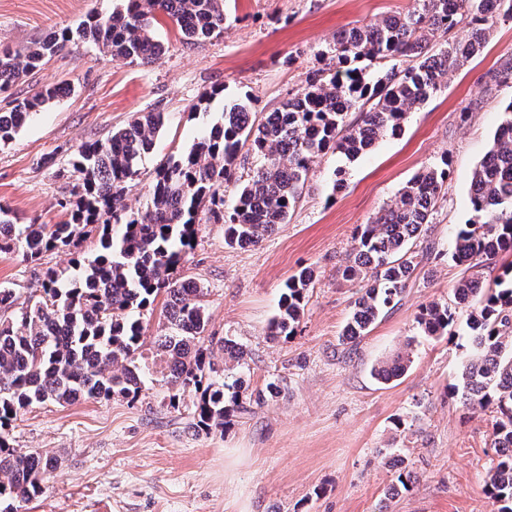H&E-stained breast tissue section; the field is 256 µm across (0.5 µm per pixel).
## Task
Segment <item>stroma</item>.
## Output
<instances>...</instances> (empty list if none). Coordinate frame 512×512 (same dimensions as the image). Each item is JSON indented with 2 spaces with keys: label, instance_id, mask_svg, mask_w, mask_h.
Returning a JSON list of instances; mask_svg holds the SVG:
<instances>
[{
  "label": "stroma",
  "instance_id": "obj_1",
  "mask_svg": "<svg viewBox=\"0 0 512 512\" xmlns=\"http://www.w3.org/2000/svg\"><path fill=\"white\" fill-rule=\"evenodd\" d=\"M120 0H0V45L29 46L52 28L77 26L108 14ZM412 0H226L221 36L184 47L176 28L154 27L165 47L155 63L123 64L104 48L76 43L0 94V108L33 97L44 85L70 90L44 107L16 140L0 149V202L22 220H66L63 201L76 177L77 146L104 139L139 112H161L166 123L139 164L138 185L125 202L143 206L156 167L190 148L220 117L225 102L250 97L255 112L280 108L318 53L344 28L396 12ZM512 53V20H497L484 49L450 73L441 91L410 112L401 133L386 135L354 160L327 154L313 164L286 224L255 247L233 249L223 225L202 220L197 244L179 265L180 278L203 289L209 348L223 361L220 339L242 345L240 374L250 385L278 380L276 401L233 418L224 430L193 432L186 423L195 395L179 411L164 399L165 378L150 343L160 311L142 318L146 344L134 362L145 371L136 400L120 396L31 407L9 427L13 447L56 456L42 495L15 502L14 512H492L485 493L494 452L491 410H469L448 394L461 366L459 337L420 334L416 317L431 303H448L466 271L452 259L455 231L472 216L473 169L493 143L512 102V88L488 90L490 71ZM213 98L207 110L197 103ZM447 164L449 176L433 212L438 257L418 269L402 301L378 320L355 354L342 357L339 336L359 282L341 270L352 257L360 225L395 200L418 171ZM346 186L334 192L337 168ZM69 255L48 252L42 265L0 252V286L15 306L0 323L35 300L47 267L66 268ZM309 266L315 279L297 331L269 339V322L289 276ZM411 355L403 377L383 384L371 369L399 353ZM417 477L390 497L399 469Z\"/></svg>",
  "mask_w": 512,
  "mask_h": 512
}]
</instances>
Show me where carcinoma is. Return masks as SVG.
I'll return each instance as SVG.
<instances>
[{"mask_svg": "<svg viewBox=\"0 0 512 512\" xmlns=\"http://www.w3.org/2000/svg\"><path fill=\"white\" fill-rule=\"evenodd\" d=\"M160 17L191 47L221 35L224 0H121L112 14L53 29L26 48L1 46L0 93L76 42L102 46L117 62L151 64L164 51L152 31ZM502 17L512 19V0H414L405 13L340 30L320 52L325 66L307 73L303 87L276 111L259 119L249 98L224 104L221 117L188 151L157 167L148 200L136 211L124 200L135 187L139 161L164 125L161 112H142L107 139L77 147L74 199L60 203L68 220L21 224L0 204V250L17 253L27 264L40 266L46 253L93 231L99 243L94 256L72 258L69 273L46 268L40 299L0 324V502L35 499L57 468L56 457L21 452L9 443L7 428L28 407L138 397L142 373L130 363L145 342L141 315L162 294V328L153 345L168 369V408L180 410L183 393L194 389L199 398L192 427L209 430L279 396L273 382L249 391L242 377L230 374V365L245 361L242 346L231 339L223 341L224 366L218 367L204 346L209 315L202 288L173 278L194 249L200 209L208 208L224 224L228 246H256L287 223L315 159L340 153L354 160L401 130L407 114L437 94L449 73L480 53L490 25ZM457 27L467 29L465 37L447 38ZM360 59L391 66L374 71L369 81L363 69L348 66ZM503 86L512 88V54L489 73V90ZM66 91L62 84L49 85L31 100H13L0 112V148ZM352 112L358 117L350 121ZM244 147L258 163L226 209L224 184L231 182ZM447 180L445 159L419 171L393 204L361 225L353 258L341 272L364 282L340 337L341 353H352L381 314L400 303L418 267L431 260V247L419 252L413 246L427 235ZM469 201L473 216L455 235L452 259L474 269L512 252V101L471 174ZM313 278L309 267L288 278L267 336L294 335ZM463 311L466 357L459 383L448 394L466 408L494 409L496 462L486 495L496 512H512V264L502 267L492 286L477 274L460 279L452 304L430 303L417 324L424 335L441 337ZM409 363L404 353L379 362L372 374L388 382L404 375Z\"/></svg>", "mask_w": 512, "mask_h": 512, "instance_id": "cac0c4a2", "label": "carcinoma"}]
</instances>
